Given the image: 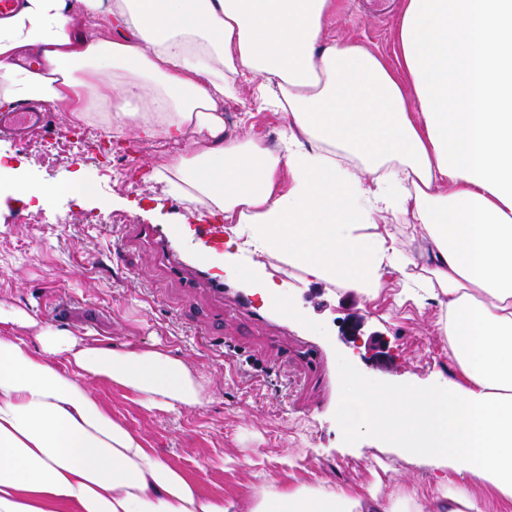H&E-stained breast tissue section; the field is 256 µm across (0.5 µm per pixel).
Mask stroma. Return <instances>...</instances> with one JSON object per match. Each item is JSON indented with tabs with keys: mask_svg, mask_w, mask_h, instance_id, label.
I'll use <instances>...</instances> for the list:
<instances>
[{
	"mask_svg": "<svg viewBox=\"0 0 512 512\" xmlns=\"http://www.w3.org/2000/svg\"><path fill=\"white\" fill-rule=\"evenodd\" d=\"M402 0H337L326 35L353 39L393 58ZM227 126L244 125L276 145L284 125L262 109L256 85L224 107ZM100 128L73 133L66 113L52 112L48 128L18 143L0 138L5 174L45 185L85 182L90 192L46 205L0 192V301L35 319L69 306L59 327L106 344H157L185 358L210 382L201 408L172 413L131 402L118 387L96 384L113 416L141 431L149 447L179 466L209 495L250 500L264 476L291 484L357 486L384 463L385 489L434 481L436 472L371 435L347 438L336 413L342 364L370 383L439 388L454 379L448 340L435 330L438 306L400 302L399 288L378 297L309 282L275 257L265 258L272 280L299 311L288 320L270 310L233 272L224 290L194 282V252L171 270L144 227L210 223V216L174 199L151 181L161 163L157 141L130 136L112 144ZM121 241L123 263L113 258ZM360 323L374 350L353 343Z\"/></svg>",
	"mask_w": 512,
	"mask_h": 512,
	"instance_id": "stroma-1",
	"label": "stroma"
}]
</instances>
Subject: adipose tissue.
Instances as JSON below:
<instances>
[{
	"mask_svg": "<svg viewBox=\"0 0 512 512\" xmlns=\"http://www.w3.org/2000/svg\"><path fill=\"white\" fill-rule=\"evenodd\" d=\"M336 7L22 0L0 17V110L41 101L73 124L97 112L113 137L161 142L153 180L221 218L242 252L369 298L391 273L424 289L456 381L377 387L348 366L336 408L348 437L466 484L202 495L94 389L181 412L208 401L202 373L166 348L87 342L0 302V512H488L487 491L512 512V0H405L390 62L326 41ZM251 82L286 121L277 145L224 124Z\"/></svg>",
	"mask_w": 512,
	"mask_h": 512,
	"instance_id": "ef3b65f1",
	"label": "adipose tissue"
}]
</instances>
